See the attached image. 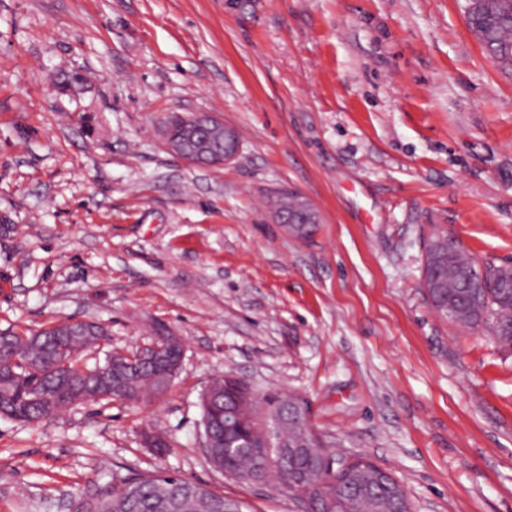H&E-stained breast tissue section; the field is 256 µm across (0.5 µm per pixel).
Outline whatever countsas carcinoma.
I'll list each match as a JSON object with an SVG mask.
<instances>
[{"label": "carcinoma", "mask_w": 512, "mask_h": 512, "mask_svg": "<svg viewBox=\"0 0 512 512\" xmlns=\"http://www.w3.org/2000/svg\"><path fill=\"white\" fill-rule=\"evenodd\" d=\"M486 52L512 55V0H495L491 10L469 14ZM448 264L433 269L431 276L447 273L442 305L451 323L464 328L487 327L499 347L512 351V267L471 262L457 243L447 245ZM95 333L80 324L57 323L40 333L20 335L0 332V416L35 422L82 402L109 401L121 395L143 401L158 397L160 385L147 364L131 366L124 380L112 378V358L88 365L82 356L96 346ZM256 409L234 413L232 404L224 411V423L232 429L250 431L264 412L288 402L279 393H252ZM208 464L234 477L237 470H250L258 461L233 455L224 464V448L205 451ZM125 483L140 490L129 500L125 488L108 483L79 500L76 512H229L224 496L175 472L135 474Z\"/></svg>", "instance_id": "obj_1"}]
</instances>
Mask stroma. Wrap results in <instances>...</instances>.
Masks as SVG:
<instances>
[{
  "mask_svg": "<svg viewBox=\"0 0 512 512\" xmlns=\"http://www.w3.org/2000/svg\"><path fill=\"white\" fill-rule=\"evenodd\" d=\"M462 4L0 0V331L99 322L92 362L185 342L159 399L0 417V512L159 469L300 512L206 462L200 395L227 370L305 398L323 447L390 471L413 512H512V353L422 282L436 233L512 264V70ZM174 113L233 127L236 158L172 154ZM283 191L317 209L311 241L277 224Z\"/></svg>",
  "mask_w": 512,
  "mask_h": 512,
  "instance_id": "obj_1",
  "label": "stroma"
}]
</instances>
